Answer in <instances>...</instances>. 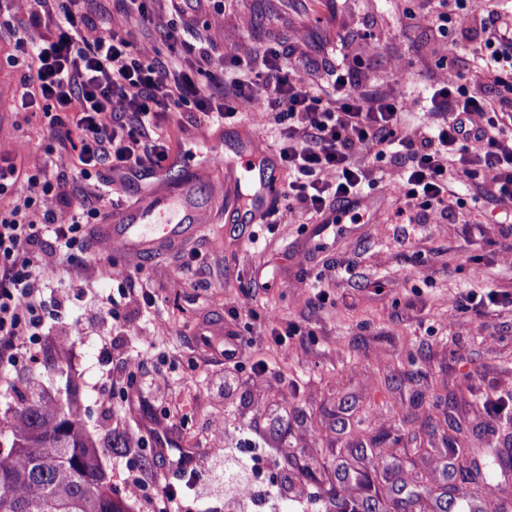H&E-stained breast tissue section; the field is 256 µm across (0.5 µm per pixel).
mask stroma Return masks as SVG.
I'll list each match as a JSON object with an SVG mask.
<instances>
[{
    "instance_id": "35a3bbf8",
    "label": "stroma",
    "mask_w": 512,
    "mask_h": 512,
    "mask_svg": "<svg viewBox=\"0 0 512 512\" xmlns=\"http://www.w3.org/2000/svg\"><path fill=\"white\" fill-rule=\"evenodd\" d=\"M420 0H149L138 13L124 0H86L98 25L149 39L162 60L186 66L189 46L208 31L212 57L247 43L261 48L297 44L307 80L320 83L331 64L354 68L374 88L422 89L436 68L429 30L410 19ZM182 22L183 43L167 41L170 24ZM384 40L367 45V31ZM407 74L395 83L391 62ZM21 71L0 62V86L12 96L0 112V149L23 144L22 167L55 179L54 146L43 114L20 106ZM375 193L385 207L375 222L345 223L318 233L303 217L256 232L254 225L217 220L188 240L162 250L113 254L132 271L137 288L163 302L123 315L151 337L124 335L107 313L112 282L90 241L79 256L70 288L78 300L47 324L43 345L58 369L19 366L0 374V417L31 380L49 394L78 389L88 430L103 438L114 429L137 447L166 403L193 397L197 415L187 431L169 432L166 455L145 450L136 466L184 486L205 473L208 419L220 416L256 424L270 446L281 449L278 481L289 491L306 487L307 512H341L373 499L376 512H397L404 492L424 493L422 512H458L465 489L475 512H512V412L494 417L484 409L492 394L512 392V259L501 256L507 229L491 203L466 204L464 224H400L392 177ZM193 263L195 287H183L180 270ZM498 291V307L449 318V305L469 291ZM80 324L83 332L71 334ZM300 333L287 335L288 325ZM286 334L276 344L273 331ZM238 335L240 369L234 383L222 378V350ZM144 352L143 379H161L165 395L143 393L114 411L112 385L129 372L127 358ZM264 362L259 374L254 363ZM463 455L449 457L450 444ZM495 462L496 474L480 470Z\"/></svg>"
}]
</instances>
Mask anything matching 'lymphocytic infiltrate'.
<instances>
[{
	"label": "lymphocytic infiltrate",
	"mask_w": 512,
	"mask_h": 512,
	"mask_svg": "<svg viewBox=\"0 0 512 512\" xmlns=\"http://www.w3.org/2000/svg\"><path fill=\"white\" fill-rule=\"evenodd\" d=\"M81 0H27L29 21L16 34L6 63L21 67L22 102L38 107L58 145L55 181L0 164V196L26 182L28 195L0 209V372L36 361L47 319L66 303L46 299L50 276L72 278V264L87 242L98 208L81 204L69 171L108 185L117 173L149 171L168 158L173 132L199 124L223 128L238 117H275L278 158L290 180L279 221L295 213L320 220L372 186V163L398 164L396 177L405 224H456L463 199L452 185L492 201L512 223V16L494 0H425L416 24L432 34L438 71L412 97L365 91L353 72L334 73L328 100L298 73L287 51L242 45L233 69L208 72L206 83L152 59L150 43L133 42L98 26ZM480 37L483 78L494 96L474 94L460 81L455 61L467 34ZM422 125L410 136L409 122ZM278 449L246 459L214 448L219 470L196 478L201 497L223 494L230 512L278 497L257 479L276 464ZM124 484L153 512H192L186 493L139 469Z\"/></svg>",
	"instance_id": "f902f5d3"
}]
</instances>
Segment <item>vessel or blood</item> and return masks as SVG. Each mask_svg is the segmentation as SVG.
Returning a JSON list of instances; mask_svg holds the SVG:
<instances>
[{"instance_id": "b4317fda", "label": "vessel or blood", "mask_w": 512, "mask_h": 512, "mask_svg": "<svg viewBox=\"0 0 512 512\" xmlns=\"http://www.w3.org/2000/svg\"><path fill=\"white\" fill-rule=\"evenodd\" d=\"M245 156L229 160L224 156L220 138L195 143L192 152L197 158L194 172L206 173L211 164L223 163L227 189L244 187L245 200L240 207L250 223L261 222L264 215L280 197L282 186L277 175L265 164L269 152L252 137L246 138ZM181 154H173L161 167L149 172L150 187L132 204L112 208L102 226V233L130 254L150 251L202 230L207 223V210L201 205L194 181L172 184L167 180L169 169L181 166Z\"/></svg>"}]
</instances>
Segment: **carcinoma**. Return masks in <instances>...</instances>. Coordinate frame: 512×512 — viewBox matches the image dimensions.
<instances>
[{
    "instance_id": "1",
    "label": "carcinoma",
    "mask_w": 512,
    "mask_h": 512,
    "mask_svg": "<svg viewBox=\"0 0 512 512\" xmlns=\"http://www.w3.org/2000/svg\"><path fill=\"white\" fill-rule=\"evenodd\" d=\"M2 439L0 512H131L112 491L71 391L22 399L0 426Z\"/></svg>"
}]
</instances>
